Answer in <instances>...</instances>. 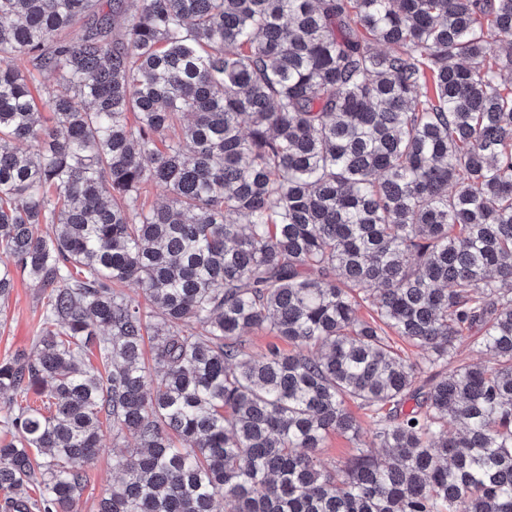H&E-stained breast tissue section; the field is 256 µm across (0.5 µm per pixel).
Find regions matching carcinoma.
I'll list each match as a JSON object with an SVG mask.
<instances>
[{
  "instance_id": "obj_1",
  "label": "carcinoma",
  "mask_w": 512,
  "mask_h": 512,
  "mask_svg": "<svg viewBox=\"0 0 512 512\" xmlns=\"http://www.w3.org/2000/svg\"><path fill=\"white\" fill-rule=\"evenodd\" d=\"M511 73L512 0H0L5 507L78 512L108 424L98 512H512ZM42 297L39 288L30 280L16 276L14 288L0 315V362L15 353L30 352L32 338L40 327ZM243 339L245 340V344L248 350L254 354H261L265 352L266 349L272 344H278L286 351L292 349L288 343L277 340L266 331L253 330L243 336ZM102 451L87 467V482L78 503L79 512H96L102 497L110 492L112 484L120 475L112 470L113 452H126L136 448V441L130 435L114 439L112 428H103L101 432ZM352 443L345 437L331 434L325 445L319 451V457L324 464L345 461L352 451Z\"/></svg>"
}]
</instances>
